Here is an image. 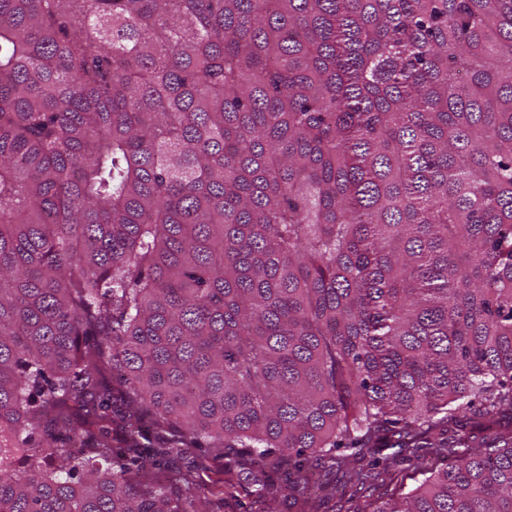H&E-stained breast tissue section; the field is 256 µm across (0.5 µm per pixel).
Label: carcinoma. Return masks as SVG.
Instances as JSON below:
<instances>
[{
	"mask_svg": "<svg viewBox=\"0 0 512 512\" xmlns=\"http://www.w3.org/2000/svg\"><path fill=\"white\" fill-rule=\"evenodd\" d=\"M509 419L512 0H0V512H512ZM225 459L216 458L204 449L192 448L170 458L168 469L190 476L198 489L202 507L207 512H295L291 500L261 501L252 495L244 476L225 472ZM225 481L230 482L233 486ZM312 470L318 482L325 487V491L322 493L323 495L330 493L335 486L337 488L336 498H332L331 496L329 498L325 497L323 501L316 503V509L319 512H345L350 505V503H345V499H347L349 492L345 499L340 500V484L343 482L341 474L332 470L323 471L317 468H312Z\"/></svg>",
	"mask_w": 512,
	"mask_h": 512,
	"instance_id": "1",
	"label": "carcinoma"
}]
</instances>
